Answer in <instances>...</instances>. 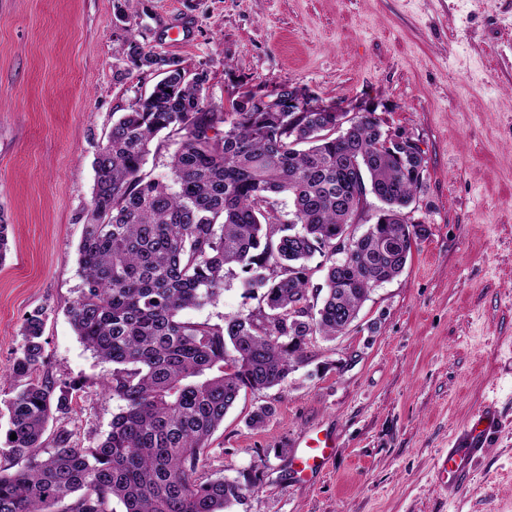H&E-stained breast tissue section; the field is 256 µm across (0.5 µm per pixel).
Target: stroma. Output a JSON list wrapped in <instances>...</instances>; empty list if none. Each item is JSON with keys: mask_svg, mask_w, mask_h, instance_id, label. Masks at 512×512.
<instances>
[{"mask_svg": "<svg viewBox=\"0 0 512 512\" xmlns=\"http://www.w3.org/2000/svg\"><path fill=\"white\" fill-rule=\"evenodd\" d=\"M209 71V97L306 88L324 105L375 109L427 160L412 219L428 227L404 272L374 289L336 339L312 337L284 385L241 393L207 450L206 476L257 472L235 512H512V0H0V436L26 314L45 311L59 380L88 383L48 423L81 444L120 403L76 335L77 247L113 115L149 92L114 77L126 38ZM238 278L186 320L249 313ZM493 404L498 430L462 490L441 451ZM273 414L259 428L260 406ZM325 429L336 456L310 481L285 447Z\"/></svg>", "mask_w": 512, "mask_h": 512, "instance_id": "stroma-1", "label": "stroma"}]
</instances>
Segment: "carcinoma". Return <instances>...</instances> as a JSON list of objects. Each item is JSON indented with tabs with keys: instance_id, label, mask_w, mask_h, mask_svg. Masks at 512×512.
<instances>
[{
	"instance_id": "carcinoma-1",
	"label": "carcinoma",
	"mask_w": 512,
	"mask_h": 512,
	"mask_svg": "<svg viewBox=\"0 0 512 512\" xmlns=\"http://www.w3.org/2000/svg\"><path fill=\"white\" fill-rule=\"evenodd\" d=\"M115 60L127 79L158 80L95 157L78 247L83 285L69 316L83 344L112 364L101 392L122 406L86 447L64 426L44 439L52 412L68 415L84 386L46 369L45 311L27 314L0 440L16 470H0V512H109L113 498L125 512H232L256 481L200 477L212 434L241 391L283 384L310 337L345 331L370 292L402 273L412 251L406 210L426 159L417 144L386 146L374 111L338 135L334 112L288 111L286 85L268 102L243 93L218 106L205 69L191 72L133 38ZM163 132L179 141L159 178L144 168ZM370 194L381 207L353 238ZM340 238L352 240V256L311 288L310 261L336 255ZM236 267L257 312L221 325L180 318L214 302Z\"/></svg>"
}]
</instances>
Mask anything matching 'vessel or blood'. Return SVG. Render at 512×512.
<instances>
[{
  "label": "vessel or blood",
  "mask_w": 512,
  "mask_h": 512,
  "mask_svg": "<svg viewBox=\"0 0 512 512\" xmlns=\"http://www.w3.org/2000/svg\"><path fill=\"white\" fill-rule=\"evenodd\" d=\"M497 426L495 410L481 406L475 413V421L462 433L454 446L440 456V472L448 488L458 489L468 482L475 458L486 448L490 433ZM336 440L330 434L308 439L295 455L294 472L304 476L320 470L333 457Z\"/></svg>",
  "instance_id": "obj_1"
}]
</instances>
